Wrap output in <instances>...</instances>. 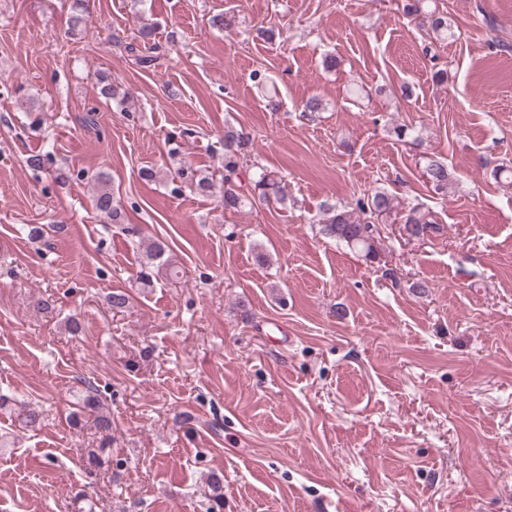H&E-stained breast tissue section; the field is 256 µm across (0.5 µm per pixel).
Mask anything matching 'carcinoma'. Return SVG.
I'll return each instance as SVG.
<instances>
[{
    "instance_id": "carcinoma-1",
    "label": "carcinoma",
    "mask_w": 512,
    "mask_h": 512,
    "mask_svg": "<svg viewBox=\"0 0 512 512\" xmlns=\"http://www.w3.org/2000/svg\"><path fill=\"white\" fill-rule=\"evenodd\" d=\"M428 27L435 38L439 39L448 34V17L443 14L429 16ZM246 142L243 136L231 127L224 130V191L221 195V204L224 211L236 213L244 207L254 204H282L286 200L282 179L273 172H263L248 182L241 180L242 164ZM427 181L437 193H445L448 189V165L441 161H432L426 167ZM98 185L96 207L103 217L112 220V223L122 222L121 210L113 204L112 189L109 179L102 173L94 176ZM187 182L196 186L200 193H208L213 187L212 181L201 177L193 171L184 168L178 169L171 176L172 193L181 191L177 182ZM396 210L394 198L385 190H376L367 193L355 201V206L339 208L327 205L322 209L318 223L323 225L327 236L351 246H357L365 252L368 259L378 257L376 246V227L379 218L389 216ZM401 219L404 229L411 237L419 238L429 232L439 230L436 222L418 204L408 206ZM148 260L157 263L169 273H174L169 260L165 259V247L159 242L151 243L147 248ZM96 427L99 429L101 447L106 448L112 444V418L100 414L96 418Z\"/></svg>"
}]
</instances>
